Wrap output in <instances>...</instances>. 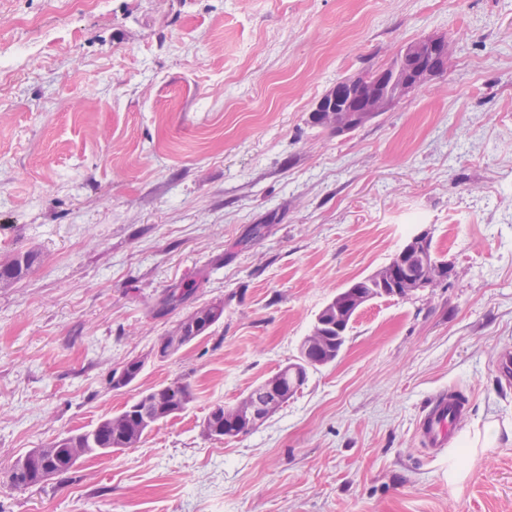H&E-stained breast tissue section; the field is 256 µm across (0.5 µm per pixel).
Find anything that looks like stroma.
Masks as SVG:
<instances>
[{
	"label": "stroma",
	"mask_w": 512,
	"mask_h": 512,
	"mask_svg": "<svg viewBox=\"0 0 512 512\" xmlns=\"http://www.w3.org/2000/svg\"><path fill=\"white\" fill-rule=\"evenodd\" d=\"M30 17L43 33L0 82V259L32 257L0 285V512H512L493 368L512 352V0H0V47ZM431 34L453 45L445 74L352 133L313 126L337 80ZM423 230L455 278L371 301L273 417L203 436ZM211 303L209 335L155 357ZM133 358L140 376L109 389ZM177 380L189 409L137 447L8 484L26 450ZM448 389L470 407L435 453L417 424ZM488 422L497 446L466 454Z\"/></svg>",
	"instance_id": "stroma-1"
}]
</instances>
